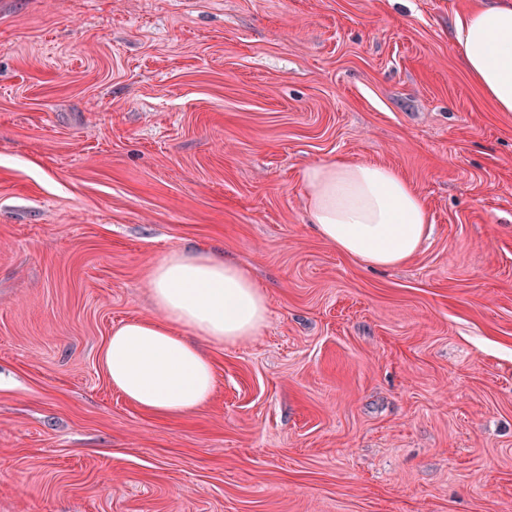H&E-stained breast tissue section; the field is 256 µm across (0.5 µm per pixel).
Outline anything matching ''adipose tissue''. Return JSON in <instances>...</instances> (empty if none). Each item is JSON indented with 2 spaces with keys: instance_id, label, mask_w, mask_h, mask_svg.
Wrapping results in <instances>:
<instances>
[{
  "instance_id": "obj_1",
  "label": "adipose tissue",
  "mask_w": 512,
  "mask_h": 512,
  "mask_svg": "<svg viewBox=\"0 0 512 512\" xmlns=\"http://www.w3.org/2000/svg\"><path fill=\"white\" fill-rule=\"evenodd\" d=\"M452 43L496 110L512 112V0H476L456 13ZM301 180L316 235L367 266L406 264L431 233L424 200L391 167L337 158L306 167ZM147 281L161 319L116 327L101 364L130 402L178 417L213 394L212 362L198 340L233 344L258 335L268 302L247 270L213 253L172 254Z\"/></svg>"
}]
</instances>
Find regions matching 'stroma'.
<instances>
[{"mask_svg":"<svg viewBox=\"0 0 512 512\" xmlns=\"http://www.w3.org/2000/svg\"><path fill=\"white\" fill-rule=\"evenodd\" d=\"M469 0H0V512H512V113ZM401 173L432 232L372 269L302 170ZM224 255L260 334L167 419L99 356L149 269ZM452 43L466 75L496 110L512 112V1L480 0L457 12Z\"/></svg>","mask_w":512,"mask_h":512,"instance_id":"stroma-1","label":"stroma"}]
</instances>
